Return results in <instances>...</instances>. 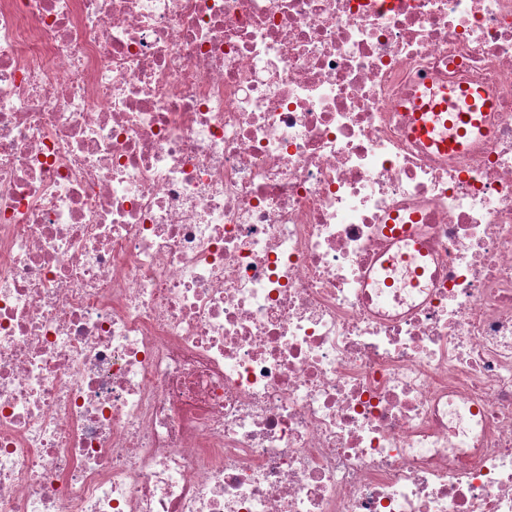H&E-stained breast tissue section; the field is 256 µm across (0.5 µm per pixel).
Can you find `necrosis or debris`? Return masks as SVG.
<instances>
[{"mask_svg":"<svg viewBox=\"0 0 512 512\" xmlns=\"http://www.w3.org/2000/svg\"><path fill=\"white\" fill-rule=\"evenodd\" d=\"M0 512H512V0H0ZM464 98L470 107L469 127L475 137L482 134V117L492 108V101L480 88H470L464 92Z\"/></svg>","mask_w":512,"mask_h":512,"instance_id":"4bbe7bcc","label":"necrosis or debris"}]
</instances>
